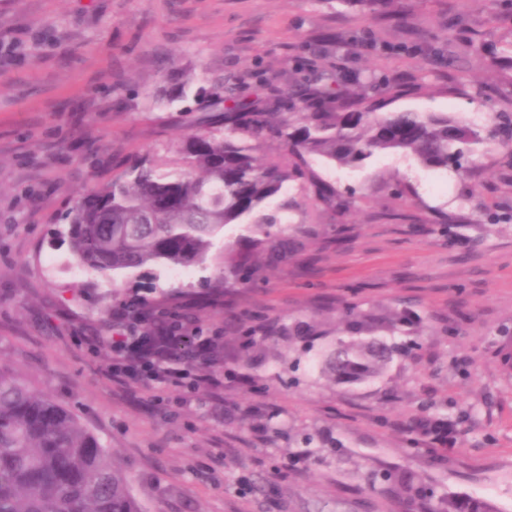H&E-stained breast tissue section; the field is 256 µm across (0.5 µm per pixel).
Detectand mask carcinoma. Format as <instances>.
<instances>
[{"label":"carcinoma","mask_w":512,"mask_h":512,"mask_svg":"<svg viewBox=\"0 0 512 512\" xmlns=\"http://www.w3.org/2000/svg\"><path fill=\"white\" fill-rule=\"evenodd\" d=\"M474 33L459 28L448 50V66L474 47ZM407 92L404 85L374 75L353 88L335 75L313 76L284 92L271 81L238 98L217 82L197 92L199 112L191 132L175 144L124 161L112 179L82 194L66 213V238L78 264L118 276L153 265L204 266L224 227L250 219L259 237L252 250L286 255L296 239L261 213L263 203L293 182L333 218L350 212L353 193L339 192L313 167L318 159L356 167L381 153L416 158L433 171L453 170L468 189L475 160L493 149L486 126L453 112H383L384 103ZM265 142L272 147L256 153ZM223 276L202 299L213 302L236 286L250 287L257 275L249 257L224 245ZM190 294H167L139 305L129 322L112 325V338L130 326L145 329V348L133 361L167 364L197 356L198 339ZM336 325L370 336L366 342L338 340L326 370L338 383L359 385L379 378L396 358L423 348V338L388 343L378 339L411 335L406 308L383 311L356 298L336 306ZM239 351L256 343L247 317L239 318ZM203 360L224 364V344L205 341ZM427 402L405 429L410 448L448 444ZM380 492L411 512H497L489 501L438 491L412 470L396 467L375 474ZM0 512H142L128 475L100 440L65 408L0 369Z\"/></svg>","instance_id":"1"}]
</instances>
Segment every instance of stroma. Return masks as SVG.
I'll return each mask as SVG.
<instances>
[{
  "instance_id": "obj_1",
  "label": "stroma",
  "mask_w": 512,
  "mask_h": 512,
  "mask_svg": "<svg viewBox=\"0 0 512 512\" xmlns=\"http://www.w3.org/2000/svg\"><path fill=\"white\" fill-rule=\"evenodd\" d=\"M408 3L401 22L373 0H0V366L100 438L145 512H399L370 477L402 466L512 512V375L499 356L500 331L512 329V221L485 215L512 209L502 153L478 158L470 199L448 173L384 155L318 165L354 192L342 221L295 185L267 200L265 212L298 229V250L233 298L262 326L248 362L190 367L191 391L181 379L115 375L124 355L108 326L169 289L200 291L218 262L182 278L163 265L114 280L79 269L59 235L61 214L113 165L187 132L182 113L151 109V96L220 79L249 86L257 71L289 88L310 42L322 69L411 84L394 111L469 118L512 104V69L489 62L512 58V26L489 0ZM457 23L477 41L452 68L420 44ZM170 55L174 67L162 69ZM395 179L414 195H393ZM439 213L465 220L439 226ZM350 288L375 307L405 302L426 338L353 386L323 372L337 331L320 307ZM299 321L321 325L310 347L288 337ZM428 397L442 404L450 443L411 453L404 429ZM459 409L471 414L464 431L447 422Z\"/></svg>"
}]
</instances>
